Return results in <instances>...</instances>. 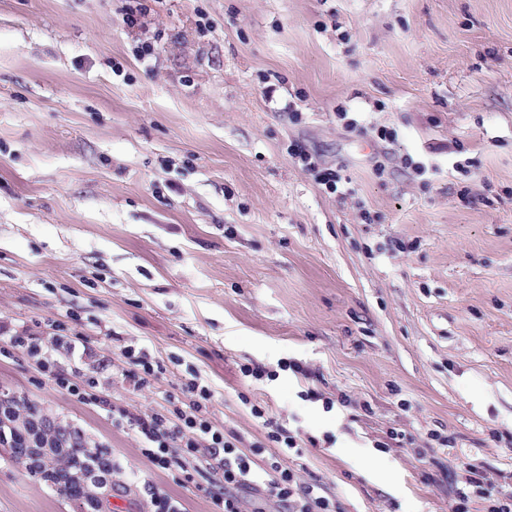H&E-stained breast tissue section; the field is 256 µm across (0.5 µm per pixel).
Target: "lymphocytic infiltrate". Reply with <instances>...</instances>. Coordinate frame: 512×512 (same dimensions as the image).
Segmentation results:
<instances>
[{"label":"lymphocytic infiltrate","instance_id":"obj_1","mask_svg":"<svg viewBox=\"0 0 512 512\" xmlns=\"http://www.w3.org/2000/svg\"><path fill=\"white\" fill-rule=\"evenodd\" d=\"M61 323H53L45 337L13 333L0 337V355L13 349L26 354L37 373L73 402L99 408L112 415L116 425L128 426L138 438L141 451L159 470L193 468L216 477L208 491L215 512H245L241 492L250 491L257 502L255 512H340L334 498L323 495L318 485L304 481L297 470L282 462L283 456L300 448L299 432L274 421L259 404H250L253 418L266 431L265 441L243 443L241 437L224 432L209 416L214 392L198 378L188 379L180 394L164 395L158 409L135 414L112 404L108 392L79 363L63 366L56 356L60 347H71ZM122 371L138 390L152 389L164 368L137 343L125 346ZM277 452L266 455L267 444ZM83 431L30 411L28 402L0 392V446L6 448H85ZM466 477L455 490L451 512H470L474 498L487 501L485 512H512V494L492 497L483 472L465 463Z\"/></svg>","mask_w":512,"mask_h":512}]
</instances>
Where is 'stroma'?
<instances>
[{
	"label": "stroma",
	"instance_id": "1",
	"mask_svg": "<svg viewBox=\"0 0 512 512\" xmlns=\"http://www.w3.org/2000/svg\"><path fill=\"white\" fill-rule=\"evenodd\" d=\"M144 3L130 25L134 0H0V325L65 320L134 412L197 371L249 444L247 395L341 512H449L464 461L512 492V0ZM133 341L155 391L121 376ZM0 389L101 444L105 512L153 487L213 512V474L152 469L25 354ZM0 512L78 504L0 447ZM292 154L299 157L303 166L314 174L315 181L318 185L324 187L332 193H336L343 177L340 171L333 168L320 167L318 162L308 153L299 150L297 147L292 149Z\"/></svg>",
	"mask_w": 512,
	"mask_h": 512
}]
</instances>
